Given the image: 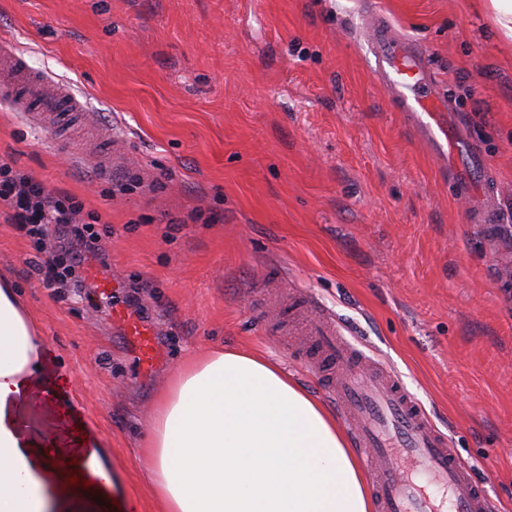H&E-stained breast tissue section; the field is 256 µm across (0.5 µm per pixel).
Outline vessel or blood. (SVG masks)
Returning <instances> with one entry per match:
<instances>
[{"label":"vessel or blood","instance_id":"vessel-or-blood-1","mask_svg":"<svg viewBox=\"0 0 512 512\" xmlns=\"http://www.w3.org/2000/svg\"><path fill=\"white\" fill-rule=\"evenodd\" d=\"M368 39L375 72L401 111L412 117L432 151L447 160L466 185L481 223H499L487 161L438 93L426 58L383 19ZM4 67L22 74L26 61L11 40L1 38L0 69ZM13 108L38 117L52 110L82 111L86 105L69 87L49 94L41 80L30 79L24 94L14 98ZM297 301L321 354L312 371L324 378L329 397L339 406L353 444L361 451L375 512H492L493 501L484 485L473 478L448 436L437 429L401 379L353 347L331 311L306 294L298 295ZM112 318L143 371H152L160 355L154 328L117 304Z\"/></svg>","mask_w":512,"mask_h":512}]
</instances>
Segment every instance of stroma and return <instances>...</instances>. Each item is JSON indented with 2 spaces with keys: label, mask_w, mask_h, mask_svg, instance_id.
<instances>
[{
  "label": "stroma",
  "mask_w": 512,
  "mask_h": 512,
  "mask_svg": "<svg viewBox=\"0 0 512 512\" xmlns=\"http://www.w3.org/2000/svg\"><path fill=\"white\" fill-rule=\"evenodd\" d=\"M381 16L481 141L512 225V43L489 0H0V38L92 114L51 128L0 103V156L81 202L108 244L75 287L49 286L35 239L0 214V275L47 348L18 416L61 460L36 471L53 512H159L142 453L153 400L198 350L263 354L327 402L285 328L300 291L512 512V235L479 222L378 79ZM195 209L205 220L181 223ZM98 271L122 281L114 299ZM129 298L158 333L152 378L112 322ZM90 441L115 484L87 464Z\"/></svg>",
  "instance_id": "stroma-1"
}]
</instances>
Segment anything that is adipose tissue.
Returning a JSON list of instances; mask_svg holds the SVG:
<instances>
[{"mask_svg": "<svg viewBox=\"0 0 512 512\" xmlns=\"http://www.w3.org/2000/svg\"><path fill=\"white\" fill-rule=\"evenodd\" d=\"M44 380V341L0 279V512H45L14 406ZM160 512H372L335 415L257 353L210 349L157 396L143 447Z\"/></svg>", "mask_w": 512, "mask_h": 512, "instance_id": "adipose-tissue-1", "label": "adipose tissue"}]
</instances>
